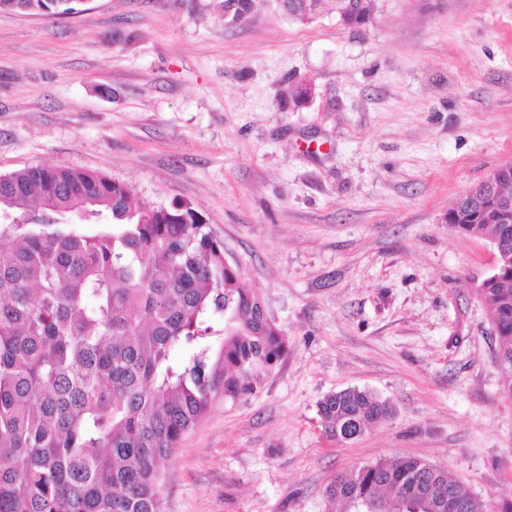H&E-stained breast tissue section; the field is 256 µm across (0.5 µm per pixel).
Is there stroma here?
Instances as JSON below:
<instances>
[{"mask_svg":"<svg viewBox=\"0 0 512 512\" xmlns=\"http://www.w3.org/2000/svg\"><path fill=\"white\" fill-rule=\"evenodd\" d=\"M221 5L0 12V175L66 166L190 201L289 340L259 393L217 399L180 442L164 512H328L336 474L410 456L512 502V397L477 290L492 251L447 221L512 162V0H375L359 30L280 0L228 26ZM345 388L394 418L329 440L317 404Z\"/></svg>","mask_w":512,"mask_h":512,"instance_id":"35a3bbf8","label":"stroma"}]
</instances>
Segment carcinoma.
<instances>
[{
	"instance_id": "1",
	"label": "carcinoma",
	"mask_w": 512,
	"mask_h": 512,
	"mask_svg": "<svg viewBox=\"0 0 512 512\" xmlns=\"http://www.w3.org/2000/svg\"><path fill=\"white\" fill-rule=\"evenodd\" d=\"M82 0H0V11L65 15ZM306 22L333 14L348 28L374 0H283ZM453 227L511 254L480 289L512 379V210ZM192 203H133L126 183L70 167L0 175V512H162L161 473L214 400L256 393L288 353ZM338 442L393 416L358 389L324 397ZM456 505L438 507L430 491ZM329 512L390 499L402 512H494L447 469L415 457L341 473Z\"/></svg>"
}]
</instances>
